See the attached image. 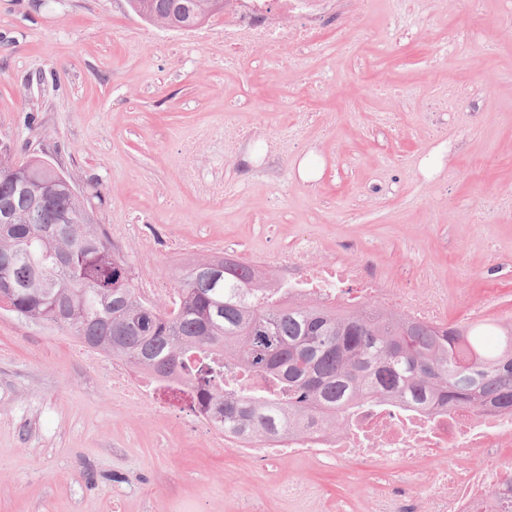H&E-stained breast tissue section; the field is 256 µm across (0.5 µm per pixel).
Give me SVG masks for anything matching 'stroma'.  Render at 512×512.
<instances>
[{"instance_id": "obj_1", "label": "stroma", "mask_w": 512, "mask_h": 512, "mask_svg": "<svg viewBox=\"0 0 512 512\" xmlns=\"http://www.w3.org/2000/svg\"><path fill=\"white\" fill-rule=\"evenodd\" d=\"M405 5L460 48L442 58L405 38L396 72L420 94L389 127L375 89L389 64L368 43L332 69L312 111L283 112L301 78L225 70L218 19L195 39L145 22L127 0H0V142L74 179L133 270L165 286L194 261L314 236L322 259L369 260L421 294L447 288L451 317L512 315V208L498 205L512 189V0H485L477 15L466 0ZM481 53L498 81L463 111H435ZM352 75L361 108L347 114L338 90ZM230 106L268 135L302 127L287 191L255 178L257 149L225 159ZM306 157L309 182L298 175ZM227 177L248 192L211 198ZM476 207L488 222H471ZM115 365L52 324L0 310V512H370L386 487L380 469L355 463L276 454L255 467L220 434L192 435L153 400L117 392ZM292 483L313 500L289 499Z\"/></svg>"}]
</instances>
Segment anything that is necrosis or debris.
Returning <instances> with one entry per match:
<instances>
[{
  "label": "necrosis or debris",
  "instance_id": "1",
  "mask_svg": "<svg viewBox=\"0 0 512 512\" xmlns=\"http://www.w3.org/2000/svg\"><path fill=\"white\" fill-rule=\"evenodd\" d=\"M336 0H224V50L232 70L246 74L256 57L275 71L304 70L305 88L290 93L285 106L308 109L312 86L325 83L323 69H302V61L322 57L335 32ZM318 238L299 241L289 252H267L256 269L277 278L292 300L316 299L325 305H357L375 300L383 308L402 309L413 320L444 323L448 291L427 295L384 280L368 263H319ZM287 449L289 457H309L326 464L377 461L388 480L386 493L371 498L372 512H500L512 499V412L477 415L465 408L418 409L384 402L344 414L340 426L323 425L278 440L240 441L239 451L254 463L266 450ZM452 452L466 460L482 454L481 467L448 469L431 465L432 457Z\"/></svg>",
  "mask_w": 512,
  "mask_h": 512
}]
</instances>
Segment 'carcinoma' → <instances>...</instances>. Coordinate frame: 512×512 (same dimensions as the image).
Returning a JSON list of instances; mask_svg holds the SVG:
<instances>
[{
  "label": "carcinoma",
  "mask_w": 512,
  "mask_h": 512,
  "mask_svg": "<svg viewBox=\"0 0 512 512\" xmlns=\"http://www.w3.org/2000/svg\"><path fill=\"white\" fill-rule=\"evenodd\" d=\"M147 22L180 31L224 0H128ZM0 309L47 322L158 377L182 370L212 425L239 437L331 423L356 405L402 404L480 414L512 411V317L431 326L373 302H285L231 257L192 263L172 306L143 297L131 267L81 198L47 162L0 146Z\"/></svg>",
  "instance_id": "1"
}]
</instances>
